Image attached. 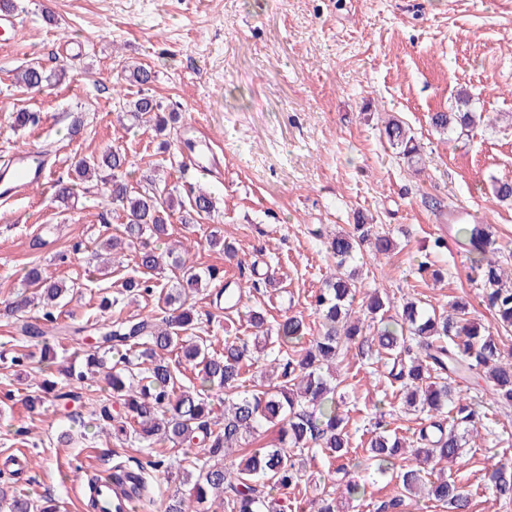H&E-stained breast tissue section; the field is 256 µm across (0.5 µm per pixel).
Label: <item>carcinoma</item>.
<instances>
[{
	"mask_svg": "<svg viewBox=\"0 0 512 512\" xmlns=\"http://www.w3.org/2000/svg\"><path fill=\"white\" fill-rule=\"evenodd\" d=\"M133 81L151 84L155 73L145 65L125 67ZM66 74L65 65L53 73L31 63L15 76L18 86L30 94L40 92L51 80ZM470 100L457 94L456 110L436 112L431 125L447 133L460 127L474 126L481 116L469 109ZM129 111L156 135H163L169 122L176 120L165 112L162 103L143 95L129 103ZM383 134L399 157L412 162L421 145L411 129L398 119L385 122ZM133 162L126 151L112 146L75 162L67 179L59 180L56 198L65 204L77 186L106 174L108 198L115 211L122 213L123 231L99 243L87 256L88 266L99 271V250L131 253L132 274L122 288L128 294L157 296L150 314L139 320L112 317L95 327L97 345L83 359L68 357L60 373L70 380L84 381L88 376L103 374L105 390L123 408L112 416L107 407L100 418L112 422L116 437L134 438L148 448H170L182 454L190 469L185 481L192 482L187 497L174 495L160 505V512H201V506L224 505V512H281L280 496L301 480L304 457L323 449L334 459L350 458L348 420L342 410L344 380L333 375L352 347L367 350L390 365L389 375L401 382L409 410L425 415L427 424L419 430L415 443L406 444L390 433L384 421L383 407H377V433L368 442V460L373 474L390 478L399 494L381 506V512H394L404 505V498L422 490L434 500L446 504L451 512H470L466 491L446 471L466 445L465 435L475 429L482 418L479 405L454 396L457 379L478 377L490 384L495 402L512 405V347L501 336L483 333L470 318V304L455 301L452 313L430 311L420 300H406L394 305L373 292L362 304L363 317L350 320L360 292L356 269L351 264L364 263L365 249L372 257L388 255L394 239L375 230V225L357 221L349 231L336 233L327 242L333 268L325 287L313 300L314 312L321 322L322 334L307 346L306 324L301 316H285L274 327L266 326L265 310L251 308L248 324L256 329L254 339L270 342L285 363L270 360L267 368L276 383L262 389L245 388L243 375L256 367L257 358L248 341L239 336L224 339V351L209 350L207 340L196 334L199 318L187 297L206 281L216 278L210 270L201 275L189 263L190 248L171 247L159 250L154 242L168 235L175 213L180 222L195 224L209 218L214 211V197L201 189L191 188L177 196L154 182L138 189L129 181ZM459 245L474 255L473 279L480 283L481 302L493 310L500 327L512 332V285L502 260L501 247L487 224H459ZM207 243L224 256L237 257L233 246L221 234L210 232ZM171 264L180 271L176 289L160 290L154 273ZM24 291L6 304V309L21 317V331L31 340H44L45 325L54 323L53 310L71 286L48 277L41 268L32 266L23 275ZM44 301L41 322H27V313L35 300ZM182 353L190 373L199 384L185 386L180 371L170 362L173 352ZM40 394L27 399L30 409L41 406L45 398H71L57 390V382L44 376L37 382ZM224 391V417L214 415L211 391ZM269 426L279 427L278 443L252 449L229 467L221 461L226 451L242 444ZM122 487L135 483L143 496L142 473L119 465L112 473ZM345 481L333 491H321L312 500L315 512H338V499L360 501L367 493V482L350 471ZM486 488L503 500H512V460L503 458L486 473ZM0 505L5 512H60V505L46 497L35 500L30 495L0 488Z\"/></svg>",
	"mask_w": 512,
	"mask_h": 512,
	"instance_id": "obj_1",
	"label": "carcinoma"
}]
</instances>
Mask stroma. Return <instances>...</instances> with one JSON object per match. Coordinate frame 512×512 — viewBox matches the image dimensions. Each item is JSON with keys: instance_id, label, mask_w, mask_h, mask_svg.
Returning <instances> with one entry per match:
<instances>
[{"instance_id": "stroma-1", "label": "stroma", "mask_w": 512, "mask_h": 512, "mask_svg": "<svg viewBox=\"0 0 512 512\" xmlns=\"http://www.w3.org/2000/svg\"><path fill=\"white\" fill-rule=\"evenodd\" d=\"M14 2L18 30L0 34V152L45 154L51 174L42 186L0 200V397L9 398L0 416V486L86 512L80 476L120 463L151 476L152 501L135 512H156V503L188 490L180 455L112 438L98 418L100 406L111 404L102 383L86 381L80 400L49 401L33 412L25 399L36 385L26 371L59 361L32 345L26 369L11 362L20 333L4 302L20 291L28 266L78 283L58 316L62 324L103 322L100 298L119 292L114 276L89 275L85 262L86 248L121 223L105 186L78 188L66 208L55 200L57 180L78 157L113 145L136 160L131 183L152 176L181 191H213L214 215L190 226L173 222L171 238L192 245L199 267L221 270L269 321L296 314L306 318L309 335L320 333L311 303L330 273L327 240L361 216L397 242L389 256L360 269L364 290L379 289L394 303L417 297L438 312L462 298L482 330L499 334L448 212L469 210L512 252V202L493 192L494 182L512 180V0ZM32 61L50 72L66 65L67 74L23 94L14 75ZM124 62L151 66L155 81L143 87L129 80ZM461 92L487 122L437 133L431 115L450 111ZM143 93L176 112L178 140L214 141L211 172H197L187 149L182 167H170L159 137L126 110ZM24 109L42 113L39 126L14 127V112ZM391 117L409 125L421 145L416 168L380 135ZM216 228L235 243L237 261L207 247ZM63 250L70 256L61 264ZM422 261L443 270L441 282L416 274ZM215 290L208 284L189 301L204 314L201 334L219 353L225 335L251 330L243 313L216 317ZM388 371L354 350L337 368L354 448L370 437L374 405L384 397L390 429L409 439L421 426L419 416L404 412ZM456 388L486 417L452 477L469 493L470 512H512V502L484 488L489 457L512 459V408L493 405L486 383L461 379ZM64 430L73 437L67 446L57 442Z\"/></svg>"}]
</instances>
